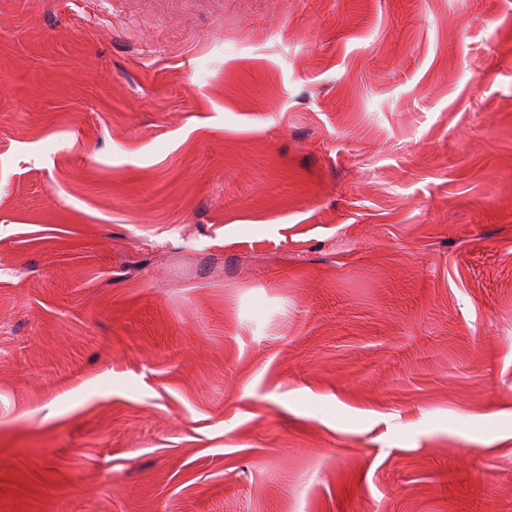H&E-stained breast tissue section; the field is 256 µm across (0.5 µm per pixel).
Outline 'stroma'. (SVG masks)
I'll use <instances>...</instances> for the list:
<instances>
[{
  "label": "stroma",
  "mask_w": 512,
  "mask_h": 512,
  "mask_svg": "<svg viewBox=\"0 0 512 512\" xmlns=\"http://www.w3.org/2000/svg\"><path fill=\"white\" fill-rule=\"evenodd\" d=\"M0 512H512V0H0Z\"/></svg>",
  "instance_id": "1"
}]
</instances>
